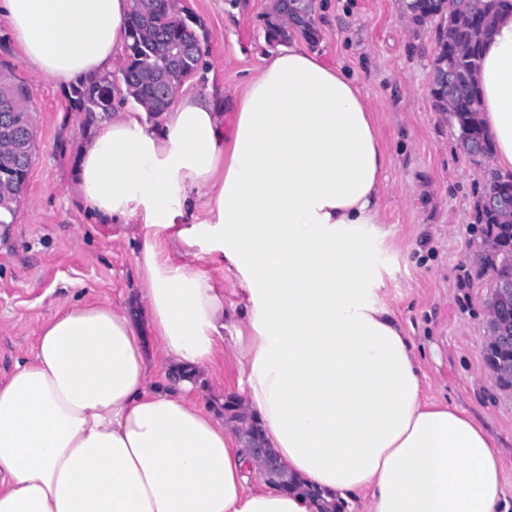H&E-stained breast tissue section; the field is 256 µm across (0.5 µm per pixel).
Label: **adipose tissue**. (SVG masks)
Wrapping results in <instances>:
<instances>
[{
	"label": "adipose tissue",
	"mask_w": 512,
	"mask_h": 512,
	"mask_svg": "<svg viewBox=\"0 0 512 512\" xmlns=\"http://www.w3.org/2000/svg\"><path fill=\"white\" fill-rule=\"evenodd\" d=\"M130 0H0L38 79L112 70ZM480 119L512 171V13L483 47ZM176 95L162 112L98 120L72 190L99 224H141L132 305L81 302L42 326L0 379V512H315L268 485L189 395L228 346L256 425L294 480L367 512H497L501 458L465 410L428 402L412 339L368 259L388 153L355 79L303 47L262 57L234 99ZM232 270L239 304L173 247Z\"/></svg>",
	"instance_id": "adipose-tissue-1"
}]
</instances>
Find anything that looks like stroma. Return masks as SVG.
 Listing matches in <instances>:
<instances>
[{
  "label": "stroma",
  "mask_w": 512,
  "mask_h": 512,
  "mask_svg": "<svg viewBox=\"0 0 512 512\" xmlns=\"http://www.w3.org/2000/svg\"><path fill=\"white\" fill-rule=\"evenodd\" d=\"M203 48L181 93L242 91L263 56L288 46L318 52L355 78L369 101L389 165L381 239L370 261L383 297L415 344L424 391L459 406L494 438L502 458L501 503L512 512V389L501 388L483 349L488 336L486 275L470 258L484 168L458 147L430 95L437 19L418 23L402 0H313L314 38L286 30L269 37L276 0H176ZM0 64L28 89L35 155L16 219L0 233V377L31 357L42 325L65 304L132 301L138 277L135 224H97L71 186L81 138L94 123L72 91L37 79L0 22Z\"/></svg>",
  "instance_id": "35a3bbf8"
}]
</instances>
